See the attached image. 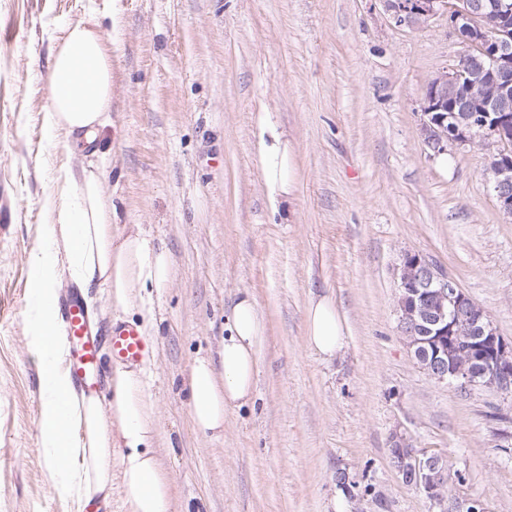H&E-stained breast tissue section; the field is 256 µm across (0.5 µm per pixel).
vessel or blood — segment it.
I'll use <instances>...</instances> for the list:
<instances>
[{
    "label": "vessel or blood",
    "mask_w": 512,
    "mask_h": 512,
    "mask_svg": "<svg viewBox=\"0 0 512 512\" xmlns=\"http://www.w3.org/2000/svg\"><path fill=\"white\" fill-rule=\"evenodd\" d=\"M58 308L64 319L70 373L85 391L100 392L99 347L87 307L80 294L74 292L60 300ZM109 346L113 360L128 367L139 365L146 356L147 341L133 326L113 327Z\"/></svg>",
    "instance_id": "b4317fda"
}]
</instances>
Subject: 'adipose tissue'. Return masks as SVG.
I'll return each mask as SVG.
<instances>
[{"label":"adipose tissue","instance_id":"ef3b65f1","mask_svg":"<svg viewBox=\"0 0 512 512\" xmlns=\"http://www.w3.org/2000/svg\"><path fill=\"white\" fill-rule=\"evenodd\" d=\"M49 104L43 114L48 142L80 148L82 136L96 137L110 118L112 37L84 23L70 25L57 43L50 66ZM259 156L267 188L281 197L294 190L293 163L284 131L263 127ZM58 191L49 199L50 224L43 244L29 259L38 301L25 313L27 347L40 369L41 419L38 445L50 467L47 481L59 498L80 505L106 499L112 490V455L120 453L121 484L130 512H175L171 480L154 452L160 432L155 403L142 374L115 369L109 399L77 392L63 364V341L49 337L47 312L57 300L60 275L78 288L104 289L115 311L129 314L150 304V289L168 287L171 258L142 231L113 224L99 171L63 168ZM265 328L251 294L233 305L227 319L223 360L193 361L184 385L196 429L220 436L224 418L248 403L257 376L255 344ZM305 343L330 360L344 346V325L331 298L311 300L305 313Z\"/></svg>","mask_w":512,"mask_h":512}]
</instances>
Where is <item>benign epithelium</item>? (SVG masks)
<instances>
[{
	"instance_id": "obj_1",
	"label": "benign epithelium",
	"mask_w": 512,
	"mask_h": 512,
	"mask_svg": "<svg viewBox=\"0 0 512 512\" xmlns=\"http://www.w3.org/2000/svg\"><path fill=\"white\" fill-rule=\"evenodd\" d=\"M389 4L398 25L424 23L444 8L456 34L469 43L491 45L468 75L456 69L443 71L428 83L421 123L425 145L442 154L485 139L511 141L512 32L503 28L498 38L490 39L486 27L474 23L475 0H389ZM464 78L470 96L460 102L457 90ZM490 180L499 210L512 217L511 156L499 154ZM399 279V327L420 368L439 382L512 393V343L498 335L484 309L418 254H406ZM393 455L399 475L418 488L435 512H483L480 501H460L449 494L447 456L412 448L400 436L394 439Z\"/></svg>"
}]
</instances>
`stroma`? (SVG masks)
Listing matches in <instances>:
<instances>
[{"label": "stroma", "mask_w": 512, "mask_h": 512, "mask_svg": "<svg viewBox=\"0 0 512 512\" xmlns=\"http://www.w3.org/2000/svg\"><path fill=\"white\" fill-rule=\"evenodd\" d=\"M77 22L112 34L111 123L97 150L42 135L50 54ZM470 50L447 14L396 25L387 0H0V512H72L37 444L39 365L26 346L29 257L61 167L98 166L119 225L165 247L143 368L156 453L191 512H432L403 483L393 436L447 455L454 498L512 512V394L430 378L398 326L399 271L418 253L512 342V218L485 141L441 157L420 135L428 83ZM288 133L295 193L276 204L259 156L263 114ZM249 291L265 319L252 405L196 433L182 379L219 359L224 315ZM331 295L344 348L305 344Z\"/></svg>", "instance_id": "stroma-1"}]
</instances>
